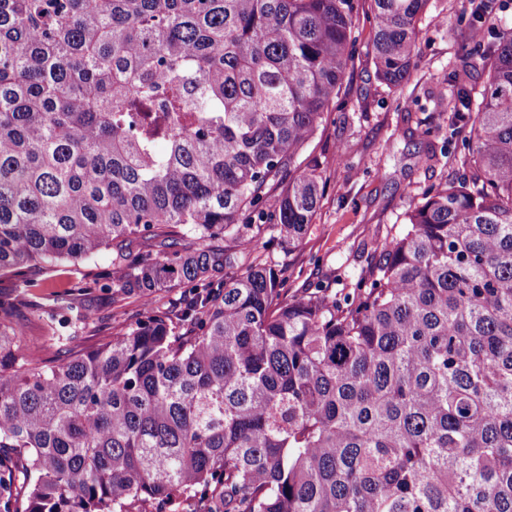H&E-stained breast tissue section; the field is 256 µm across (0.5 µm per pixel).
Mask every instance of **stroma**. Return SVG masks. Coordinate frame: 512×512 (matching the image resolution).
Returning a JSON list of instances; mask_svg holds the SVG:
<instances>
[{
	"label": "stroma",
	"instance_id": "stroma-1",
	"mask_svg": "<svg viewBox=\"0 0 512 512\" xmlns=\"http://www.w3.org/2000/svg\"><path fill=\"white\" fill-rule=\"evenodd\" d=\"M420 28L414 71L404 87L391 88L376 76L367 55L372 25L368 14L358 12L342 94L306 149L319 164L323 196L297 249L286 254L272 245L276 198L263 208L264 228L256 237L255 253L276 264L289 263V288L350 287L368 268L377 246L403 223L417 194L461 173L468 151L464 139L448 138L453 114L447 78L468 42L471 8L467 0H430ZM420 124L432 129L423 142L411 136ZM111 269L112 255L105 252L91 267L64 264L36 273L37 284L26 290L19 319L32 357L58 363L145 318L137 299H113L108 288H79L88 275ZM65 291L95 320L63 347L49 339L44 318L52 312L50 296Z\"/></svg>",
	"mask_w": 512,
	"mask_h": 512
}]
</instances>
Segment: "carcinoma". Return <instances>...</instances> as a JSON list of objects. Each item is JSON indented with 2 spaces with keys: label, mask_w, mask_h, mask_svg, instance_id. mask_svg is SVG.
<instances>
[{
  "label": "carcinoma",
  "mask_w": 512,
  "mask_h": 512,
  "mask_svg": "<svg viewBox=\"0 0 512 512\" xmlns=\"http://www.w3.org/2000/svg\"><path fill=\"white\" fill-rule=\"evenodd\" d=\"M429 0H370L401 87ZM355 0H0V275L112 248V298L197 292L57 365L0 297V512H512V26L448 73L468 172L427 187L338 299L252 257L322 196L297 165ZM191 236L202 246L176 249ZM153 241L159 250H145ZM52 306L84 326L69 293Z\"/></svg>",
  "instance_id": "carcinoma-1"
}]
</instances>
